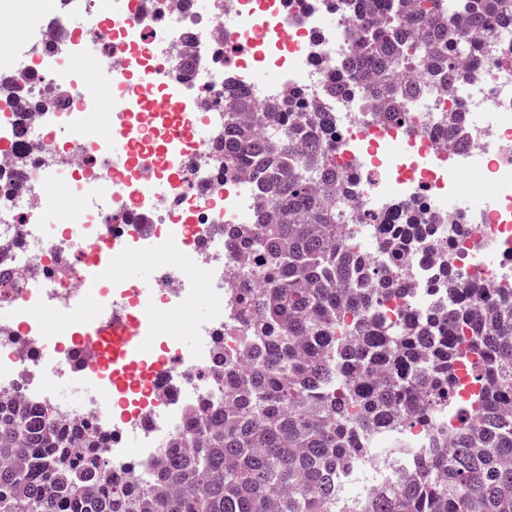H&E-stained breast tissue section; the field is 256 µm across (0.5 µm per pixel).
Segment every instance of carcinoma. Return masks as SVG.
Returning <instances> with one entry per match:
<instances>
[{
    "instance_id": "1",
    "label": "carcinoma",
    "mask_w": 512,
    "mask_h": 512,
    "mask_svg": "<svg viewBox=\"0 0 512 512\" xmlns=\"http://www.w3.org/2000/svg\"><path fill=\"white\" fill-rule=\"evenodd\" d=\"M356 18L354 55L330 92L361 87L398 118L423 85L453 83L457 53L512 10L504 0H335ZM224 161L261 179L252 224L224 225V242L262 263L237 303L245 335L233 352L217 336L214 378L224 406L174 439L150 485L112 476L106 436L64 428L48 408L0 399V512H512V303L441 272L456 307L410 304L402 322L377 312L409 289L397 244L363 268L336 194L355 182L325 158L323 112L292 100L253 106L228 87ZM456 336H448V326ZM456 420L453 440L438 422ZM418 427L414 472L392 474L378 498H347L336 472L373 452L374 433Z\"/></svg>"
}]
</instances>
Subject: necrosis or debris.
<instances>
[{
    "label": "necrosis or debris",
    "instance_id": "1",
    "mask_svg": "<svg viewBox=\"0 0 512 512\" xmlns=\"http://www.w3.org/2000/svg\"><path fill=\"white\" fill-rule=\"evenodd\" d=\"M11 25L29 29L28 40L0 51V77L11 93L0 96V272L20 273L18 287H0V397L46 406L63 426L88 425L106 434L112 472L140 481L162 458L172 437L186 433L191 416L224 397L208 373L217 334L234 335L237 292L251 262L224 244V227L251 210V175L225 170L217 143L224 135L225 86L249 92L254 103L302 102L328 116L326 141L336 164L353 176L360 217L356 240L368 249L396 222L408 203L426 216L404 248L412 297L447 303L433 286L444 261L458 264L470 287L512 300V29L501 30L455 82L431 85L405 119L376 117L365 91L330 96L329 76L353 51V23L331 0H211L200 11L192 0H18ZM110 4L113 28L92 26ZM261 17V42H249L245 23ZM288 42H281V29ZM246 44L249 61L224 65L227 43ZM275 66L274 81L252 78L251 62ZM191 71H184V63ZM113 68L112 109H98L96 74ZM177 97L176 113L157 110ZM461 113L469 147H447L442 118ZM167 126L164 145L153 144L142 115ZM208 128L207 140L189 135L190 124ZM111 137H104V130ZM401 143L402 153L392 151ZM61 192L49 194L50 185ZM495 191L492 207L452 210L449 198L481 185ZM55 211L59 224L46 223ZM477 225L457 235V222ZM442 248L427 253L428 237ZM111 248L112 265L98 274L84 252ZM158 262L152 285L126 281L124 260ZM207 303L213 324H195L197 345L176 352L175 365L141 360L143 382H122L126 345L107 343L92 327L83 332L50 328L49 309L84 304L104 313L113 304L149 318L150 344L162 341L169 312ZM83 336L101 358L72 404L55 396L73 381L60 357L67 339ZM133 394V412L113 419L109 395Z\"/></svg>",
    "mask_w": 512,
    "mask_h": 512
}]
</instances>
